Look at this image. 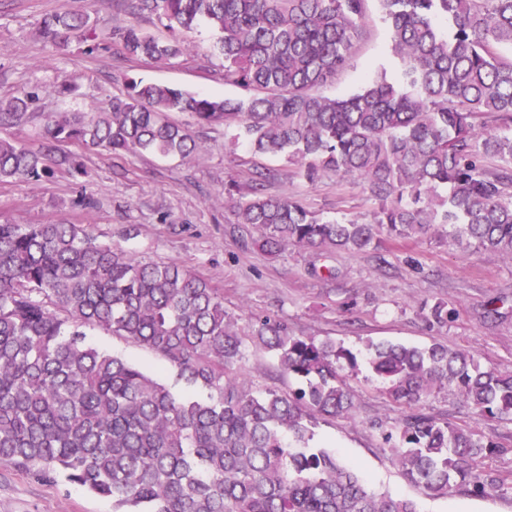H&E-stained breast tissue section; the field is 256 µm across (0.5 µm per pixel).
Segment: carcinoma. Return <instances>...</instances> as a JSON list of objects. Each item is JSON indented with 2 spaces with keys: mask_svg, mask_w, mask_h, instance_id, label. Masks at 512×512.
I'll use <instances>...</instances> for the list:
<instances>
[{
  "mask_svg": "<svg viewBox=\"0 0 512 512\" xmlns=\"http://www.w3.org/2000/svg\"><path fill=\"white\" fill-rule=\"evenodd\" d=\"M399 78L381 71L360 90L328 97L367 37L366 0H125L170 32L137 25L112 33L124 55L168 62L187 54L186 34L216 31L224 83L214 97L130 77L127 91L84 115L46 112L36 148L0 136V182L85 175L69 143L114 153L190 157L192 132L168 119L190 112L237 131L253 154L283 156L314 182L332 173L362 180L377 202L369 222L325 220L264 194L266 168L244 191L228 188L234 223L253 242L376 251L380 236L440 234L474 253L512 259V0H380ZM451 21L452 32L436 19ZM35 34L57 49H99L88 15L51 13ZM35 95L0 98V131L34 119ZM453 304L428 307L445 326ZM102 328L165 358L191 388L178 395L138 365L85 343ZM275 353L301 386L254 391L228 371L246 339ZM385 393L406 408L393 443L406 478L435 496L512 491L481 468L512 454V436L480 435L420 412L449 388L469 408L512 423V373L442 343L368 345ZM356 356L331 340L293 336L262 319L242 336L224 297L174 263H144L98 241L81 224L0 222V463L59 475L112 500L113 512H418L411 500L367 491L328 450L312 448L319 420L351 416Z\"/></svg>",
  "mask_w": 512,
  "mask_h": 512,
  "instance_id": "carcinoma-1",
  "label": "carcinoma"
}]
</instances>
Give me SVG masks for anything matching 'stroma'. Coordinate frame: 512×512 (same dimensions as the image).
I'll return each mask as SVG.
<instances>
[{
  "instance_id": "35a3bbf8",
  "label": "stroma",
  "mask_w": 512,
  "mask_h": 512,
  "mask_svg": "<svg viewBox=\"0 0 512 512\" xmlns=\"http://www.w3.org/2000/svg\"><path fill=\"white\" fill-rule=\"evenodd\" d=\"M68 11L95 20L101 50L89 55L74 42L58 53L32 38L44 15ZM134 23L159 36L166 33L156 17L134 16L121 0H0V97L23 88L38 95L33 111L88 112L121 94L132 75L216 97L236 95V88L224 83V61L212 49L214 33L207 24L191 33V55L162 65L129 59L112 42L115 29ZM366 25L368 35L349 68L323 87L324 95L351 94L382 70L398 76L378 0H367ZM64 81L77 91L59 102L53 87ZM169 118L202 143L192 158L114 154L73 144L69 150L79 156L85 176L0 182V222L80 224L99 241L130 250L142 261L176 262L223 295L225 311L242 331L268 317L287 324L290 334L328 338L361 356L371 342L419 347L439 342L475 352L484 366L512 372V259L469 255L434 236L387 238L375 254H319L294 247L277 254L262 251L252 243L254 230L234 223L225 206L229 186L247 188L256 171L281 172L267 184L266 195L289 198L326 218L370 220L375 201L359 180L330 175L312 183L284 159L251 155L223 125L198 123L188 112ZM81 194L91 197V208L73 207ZM440 300L453 302L457 316L443 327L429 325L422 308ZM86 342L142 365L174 392L185 389L174 368L132 340L95 328L88 330ZM235 374L257 390L299 386L281 375L272 353L251 343ZM351 390L354 416L321 420L312 444L335 451L368 491L412 500L419 512H512L510 492L475 496L460 489L440 497L408 481L382 435L395 428L402 407L370 371L352 380ZM422 409L478 434L512 431V424L489 420L450 392L429 397ZM0 512H112V502L64 478L46 482L0 464Z\"/></svg>"
}]
</instances>
